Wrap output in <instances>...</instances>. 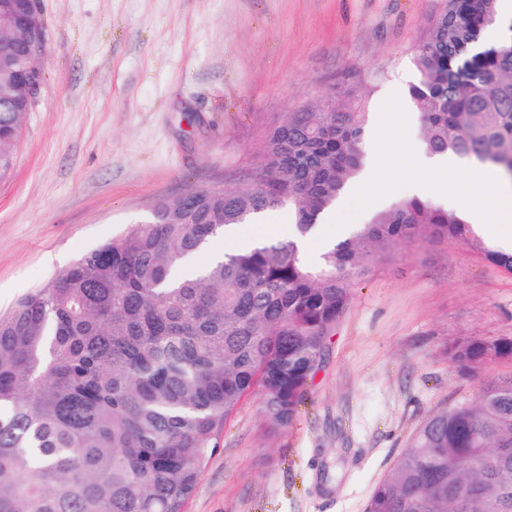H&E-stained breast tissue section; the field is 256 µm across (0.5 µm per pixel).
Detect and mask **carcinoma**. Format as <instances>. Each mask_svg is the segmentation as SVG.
Returning a JSON list of instances; mask_svg holds the SVG:
<instances>
[{
	"mask_svg": "<svg viewBox=\"0 0 512 512\" xmlns=\"http://www.w3.org/2000/svg\"><path fill=\"white\" fill-rule=\"evenodd\" d=\"M497 2L448 0L415 51L409 95L429 153L512 173V42H483ZM25 63L0 34V179L24 119L4 68ZM365 126L352 90L339 108L287 113L246 184L156 201L0 315V512H184L244 397L261 389L272 424L292 423L358 278L385 250L480 241L455 210L412 197L355 225L319 261L306 258L296 239L358 177ZM284 210L288 239L178 276L225 226ZM481 253L512 272V247ZM490 357L512 359V338L448 345L458 367ZM365 512H512V384L428 418Z\"/></svg>",
	"mask_w": 512,
	"mask_h": 512,
	"instance_id": "1",
	"label": "carcinoma"
}]
</instances>
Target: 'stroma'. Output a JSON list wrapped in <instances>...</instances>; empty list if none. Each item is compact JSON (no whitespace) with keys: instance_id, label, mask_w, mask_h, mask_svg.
Masks as SVG:
<instances>
[{"instance_id":"stroma-1","label":"stroma","mask_w":512,"mask_h":512,"mask_svg":"<svg viewBox=\"0 0 512 512\" xmlns=\"http://www.w3.org/2000/svg\"><path fill=\"white\" fill-rule=\"evenodd\" d=\"M446 0H39L44 80L0 180V312L152 203L233 187L284 113L398 93ZM512 337V273L476 249L398 243L359 278L294 421L261 392L224 427L187 512H364L423 421L512 382L452 366L457 338Z\"/></svg>"}]
</instances>
